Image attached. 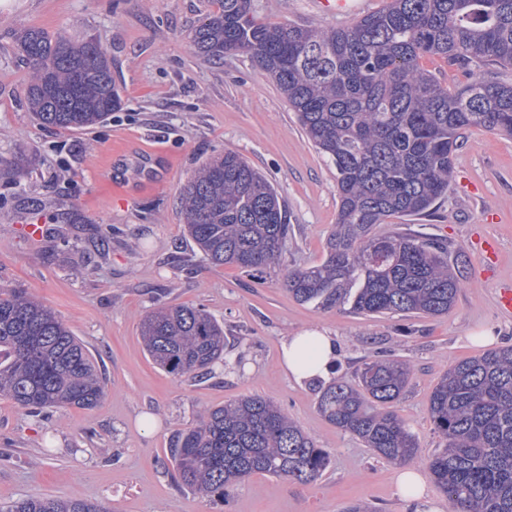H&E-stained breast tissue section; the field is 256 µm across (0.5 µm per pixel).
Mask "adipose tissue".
Masks as SVG:
<instances>
[{
  "instance_id": "1",
  "label": "adipose tissue",
  "mask_w": 512,
  "mask_h": 512,
  "mask_svg": "<svg viewBox=\"0 0 512 512\" xmlns=\"http://www.w3.org/2000/svg\"><path fill=\"white\" fill-rule=\"evenodd\" d=\"M282 363L295 382L327 379L336 360V341L326 332L312 329L290 336L281 343Z\"/></svg>"
}]
</instances>
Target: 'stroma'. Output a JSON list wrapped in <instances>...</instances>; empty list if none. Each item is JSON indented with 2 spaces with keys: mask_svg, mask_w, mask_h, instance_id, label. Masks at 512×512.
<instances>
[{
  "mask_svg": "<svg viewBox=\"0 0 512 512\" xmlns=\"http://www.w3.org/2000/svg\"><path fill=\"white\" fill-rule=\"evenodd\" d=\"M218 0H0V288H23L69 326L93 354L105 395L90 410L29 415L0 399V503L51 496L102 503L108 512H417L403 499L396 466L328 423L319 389L289 380L281 342L322 328L336 338V374L351 377L386 352L412 380L396 406L419 444L424 468L444 440L428 413L450 363L512 345V316L495 286L512 281V137L469 129L453 158L448 196L432 216H392L382 233L444 239L463 257L462 285L447 315L361 316L290 297L285 271L322 263L338 212L336 170L308 142L273 79L247 55L216 64L189 33ZM257 17L317 29L354 16L327 15L314 0H254ZM39 27L70 40L95 39L114 65L123 100L87 130L40 125L24 101L30 70L16 33ZM237 152L274 185L291 226L279 264L248 275L204 261L177 206L182 186L208 158ZM46 227L28 238L30 222ZM500 244L493 271L474 239ZM203 306L224 324L228 358L205 379L172 377L146 353L140 323L156 302ZM490 331L493 339L473 343ZM258 395L285 408L330 465L311 483L254 475L227 504L178 486L165 466L180 432L209 408ZM151 415L154 428L140 426Z\"/></svg>",
  "mask_w": 512,
  "mask_h": 512,
  "instance_id": "obj_1",
  "label": "stroma"
}]
</instances>
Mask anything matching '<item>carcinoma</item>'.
I'll list each match as a JSON object with an SVG mask.
<instances>
[{"label":"carcinoma","mask_w":512,"mask_h":512,"mask_svg":"<svg viewBox=\"0 0 512 512\" xmlns=\"http://www.w3.org/2000/svg\"><path fill=\"white\" fill-rule=\"evenodd\" d=\"M192 29L197 55H249L275 81L308 141L336 169L338 213L317 267L290 269L294 300L358 315L438 317L461 287L447 241L379 234L391 216L430 212L448 196L463 131L512 134V84L474 72L512 67V0H390L350 26L268 25L253 0H220ZM31 70L35 119L86 129L122 106L112 61L92 39L28 27L16 35ZM437 56L467 71L450 89L420 66ZM187 232L203 258L246 272L280 263L290 225L273 185L237 153L208 159L181 192ZM146 352L174 377H205L224 358V325L202 307L164 305L140 325ZM411 376L397 358L367 359L319 396L321 415L392 465L417 457L415 435L392 410ZM104 380L85 344L23 288L0 289V397L38 415L94 408ZM445 448L427 464L448 512H512V345L456 360L429 402ZM177 482L215 501L254 474L311 483L330 455L280 406L244 396L208 409L170 449ZM0 512H107L88 500L27 496Z\"/></svg>","instance_id":"obj_1"}]
</instances>
